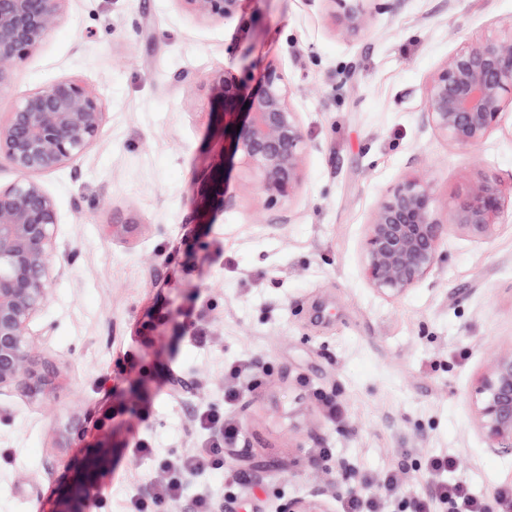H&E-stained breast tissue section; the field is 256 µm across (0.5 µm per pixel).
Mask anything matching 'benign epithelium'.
Instances as JSON below:
<instances>
[{"label": "benign epithelium", "mask_w": 512, "mask_h": 512, "mask_svg": "<svg viewBox=\"0 0 512 512\" xmlns=\"http://www.w3.org/2000/svg\"><path fill=\"white\" fill-rule=\"evenodd\" d=\"M69 0H0V87L18 62L35 52L57 26ZM198 21L234 18L242 0H175ZM339 5L346 33L365 29L382 0H321ZM503 34L461 47L430 76L425 87L422 125L461 148L482 144L512 111V20L500 22ZM210 105L223 111L230 155L224 163L250 170L254 185L272 206L290 203L302 191L312 149L291 101L283 70H263L246 111H237L239 84L225 71L209 76ZM108 117L105 99L71 77L22 95L0 119V159L18 177L0 185V393L19 392L35 399L65 378V370L45 360L40 345L54 331L38 323L53 287L68 274L58 261L60 215L54 197L39 180L81 158L97 142ZM232 132H227V129ZM494 176L480 172L441 203L428 175L406 176L384 192L368 215L363 273L377 291L405 294L442 261L441 245L453 227L472 238L493 236L505 216L507 193ZM141 225L110 224L112 239L129 243ZM478 416L490 447L512 453V348L496 354L479 380ZM317 491L294 500L286 512H328ZM89 489L78 484L54 512H90Z\"/></svg>", "instance_id": "1"}]
</instances>
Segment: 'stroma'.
<instances>
[{
    "label": "stroma",
    "instance_id": "obj_1",
    "mask_svg": "<svg viewBox=\"0 0 512 512\" xmlns=\"http://www.w3.org/2000/svg\"><path fill=\"white\" fill-rule=\"evenodd\" d=\"M388 5L348 35L318 0H242L226 22L194 20L177 0H69L13 68L1 117L63 76L102 94L109 117L82 158L41 178L69 266L42 316L54 326L42 352L69 381L37 403L0 394V512H51L103 448L93 512H126L154 481V459L200 448L203 407L224 409L240 433L174 512L202 491L219 512H285L317 487L341 512L352 489L389 473L399 489L382 512H412L434 494L438 455L452 462L448 480L512 512V455L490 448L474 399L494 352L512 346V221L484 241L450 230L436 270L399 297L376 292L362 267L367 216L402 177L431 168L443 202L475 170L512 179V128L464 149L420 119L431 74L498 35L512 0ZM272 63L312 144L302 192L268 207L236 166L223 202L194 223L224 151L223 117L199 86L223 70L248 94ZM130 220L146 226L133 244L102 231ZM167 373L183 390L163 384ZM107 398L117 412L100 427ZM141 435L153 459L130 457Z\"/></svg>",
    "mask_w": 512,
    "mask_h": 512
}]
</instances>
